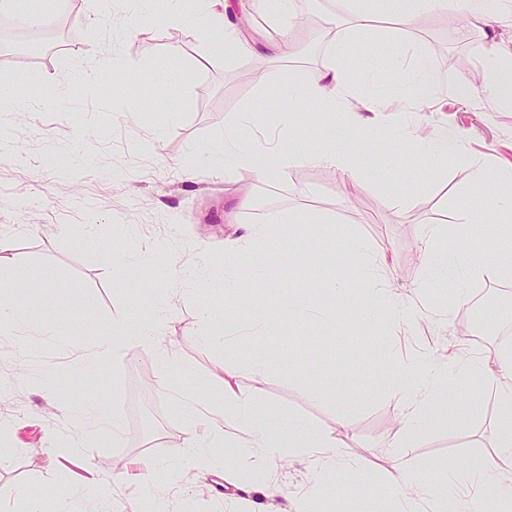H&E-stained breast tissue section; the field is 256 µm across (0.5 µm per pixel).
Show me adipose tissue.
<instances>
[{"mask_svg":"<svg viewBox=\"0 0 512 512\" xmlns=\"http://www.w3.org/2000/svg\"><path fill=\"white\" fill-rule=\"evenodd\" d=\"M350 21L347 36L333 40L329 46L332 64L313 72L293 86L288 107L277 114L275 129L279 143L262 149L257 141L264 129L253 120L252 113H242L238 124L225 127L224 140L218 150L224 156V170H251L259 180L273 181L287 168L312 164L336 171L341 178L362 175L356 141L368 139L377 129L382 114L403 111L408 102L431 95L451 96L469 100L484 94L490 107L512 106V51L491 46L484 55L480 85L445 83L425 63L415 61L414 49L398 38L379 39L375 36V20L385 14L399 15L410 21L420 11L441 12L462 26L486 21L485 0H343ZM175 19L206 31L223 47L227 56L240 58L254 54L255 46L236 30L229 12L230 0H195L193 11H186L182 0H172ZM386 62L378 73L360 70L353 65L354 51ZM393 78L400 82V101L390 96L365 93V85L374 77ZM316 108L323 116H337L344 126L340 138H325L310 149L304 148L307 134L303 129L305 114L302 105ZM461 133L440 126L434 134L414 131L406 139V148L384 159L388 169L434 170L446 168L449 161L461 160ZM474 192L457 208V225L430 224L421 230L418 251V291L426 297L447 295L448 308H455L468 296L467 285L476 279L512 280V252L501 253L495 259L474 258L471 251L454 245L457 229H465L473 238H512V169L495 166L490 160L470 161ZM289 214L275 216L273 224H245L241 233L224 243L225 281L213 286L214 294L223 297V306L209 304L200 308L199 319L204 326L199 338L212 343L207 328L223 322L225 332L236 331L267 344L273 334L269 319L224 318V310L234 308V283L241 274L264 278L265 273L255 263L254 249L277 245L274 224L289 221ZM345 252L350 268L346 279L337 281V297L358 296L365 317L392 327L416 322L421 314L417 305L392 295L387 286L390 269L384 253L378 252L354 230L345 232ZM20 270H13L0 291V331L37 328L49 333L53 324L31 309L14 305L13 290L26 287ZM288 325L292 336L303 335L307 326L330 328L335 313L327 305L303 299L289 300L279 315ZM165 308L154 307L147 313L121 315L100 328V338L88 362L95 368L119 361L130 347H148L156 352L159 364H175L173 352L158 347L165 335ZM497 385L498 425L490 448L467 462L448 459L442 462H420L411 454L419 437L438 426L456 428L478 409V395L459 392L462 384L488 383ZM388 388L400 404V421L390 437L391 455L387 466L381 467L373 482H366L364 460L342 452L346 442L335 430L315 429L303 420H283L266 415L260 400L244 393L237 384L234 368L223 373L198 376L195 388L198 399L209 408L212 417L208 426H201L196 409H188L184 424L189 437L177 448V458L194 466L235 471L245 463L250 474L247 483L267 497L274 496L276 487L270 474L273 465L291 455L309 461L316 488L337 483L340 504L346 507L353 494L369 489L381 490L390 512H418L420 499L431 498L434 512H470L475 500L485 492H493L498 512H512V345H504L495 359L480 354L438 359L422 355L411 361L399 357L389 360ZM69 419L78 430L75 438L63 441L59 448L73 459H80L88 444L106 438H116L121 431L119 416L106 417L97 401H89Z\"/></svg>","mask_w":512,"mask_h":512,"instance_id":"obj_1","label":"adipose tissue"}]
</instances>
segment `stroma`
<instances>
[{"label": "stroma", "instance_id": "1", "mask_svg": "<svg viewBox=\"0 0 512 512\" xmlns=\"http://www.w3.org/2000/svg\"><path fill=\"white\" fill-rule=\"evenodd\" d=\"M32 3L52 15L57 42L56 49L37 55L9 40ZM490 7L495 21L488 27L464 29L447 15L420 13L381 29L418 48L440 78L475 83L490 43L512 49V0H492ZM341 10L340 0H292L291 35L277 55L262 51L242 59L215 55L208 35L197 28L145 20L134 0H112L106 13L97 0H19L16 9L0 12V62H13L29 75L37 85L34 97L42 102L34 112H0V236L9 243V259L31 283L13 294V302L50 317L57 330L53 336L0 334V446L10 450L0 458V486L25 488L42 498L45 512L53 509L50 490L62 483L85 512H102L108 503L115 512H131L140 486L118 469L146 458L168 463L160 489L170 512H210L219 500L233 503L236 512H285L313 484L312 468L303 459L289 456L273 468L279 493L266 498L243 494L236 478L223 471H201L171 458V450L186 440L183 410L195 394L196 376L238 366L240 388L259 396L269 415L291 413L323 428L331 427L337 404H345L350 455L382 466L400 419L398 399L382 380L390 347L494 357L501 330L512 325V281L500 282L504 294L495 298L489 331L478 343L464 335L473 315L469 306L449 312L431 303L418 324L382 332L358 315L357 300H339L332 292L348 274L341 232L351 227L386 254L395 293L414 298L420 229L454 223L472 187L466 165L452 163L447 172L424 177L409 169L381 171L395 140L380 129L361 152L367 179L348 182L342 194L336 174L316 165L289 168L271 182L244 169L227 180L197 168L199 154L223 138L225 123L251 110L274 125L279 109L289 104V87L329 66L323 19ZM83 68L102 77L119 71L125 80L115 94L98 86L83 91L72 85ZM164 71L179 79L162 89L155 77ZM129 102L137 106L136 117L121 111ZM397 121L404 130L455 127L463 134L465 155L512 162V108L489 110L484 96L465 104L449 97L416 102ZM86 128L91 138H83ZM244 186L252 190L253 205L241 211L236 190ZM277 212L295 216L294 223L276 227L289 246L291 269L283 271L280 254L257 252L256 263L269 268L271 277L263 289L247 278L236 281L237 315L276 317L270 299L293 295L334 305L335 327L326 333L307 330L301 346L290 342L284 323L269 348L248 338L203 344L194 333L197 312L208 298L207 281L225 277V238L235 224H260ZM321 213L335 219L325 236L307 224ZM86 224L95 227L92 249L83 241ZM318 239L325 246L312 267L304 259ZM153 242L165 243V250L142 262L144 247ZM116 248L140 259L137 274L113 269L109 256ZM173 265L205 266L206 278H186L184 291L171 292ZM151 304L167 309L164 342L176 351V368H163L151 351L132 348L118 364L89 372L97 326ZM261 354L271 370L257 383L246 366ZM303 364L310 365L311 378L298 375ZM323 382L332 385L333 399L314 396V385ZM93 396L103 412L123 415L120 439L83 448L78 461L51 454L52 441L74 434L68 413L82 410ZM495 402L494 390L486 389L465 430L431 431L413 456L465 460L487 448L497 426Z\"/></svg>", "mask_w": 512, "mask_h": 512}]
</instances>
